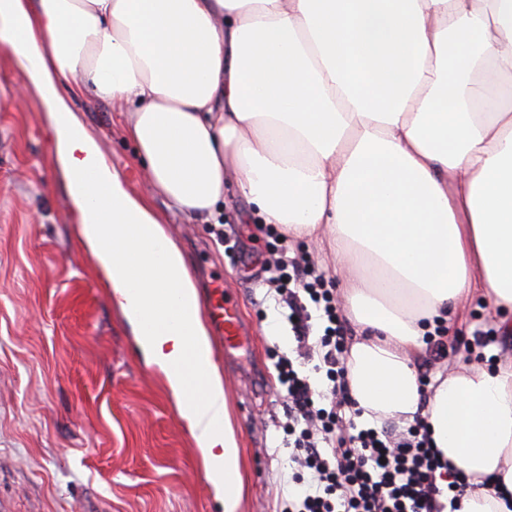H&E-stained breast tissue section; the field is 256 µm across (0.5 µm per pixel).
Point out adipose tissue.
I'll return each mask as SVG.
<instances>
[{
    "mask_svg": "<svg viewBox=\"0 0 512 512\" xmlns=\"http://www.w3.org/2000/svg\"><path fill=\"white\" fill-rule=\"evenodd\" d=\"M37 88L79 242L163 375L224 512L243 448L211 328L153 197L207 218L235 181L290 240L318 239L354 328L347 383L371 422L423 417L461 512H512V360L417 363L460 299L512 334V0H0ZM111 103L138 194L71 106Z\"/></svg>",
    "mask_w": 512,
    "mask_h": 512,
    "instance_id": "obj_1",
    "label": "adipose tissue"
}]
</instances>
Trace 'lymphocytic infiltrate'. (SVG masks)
Wrapping results in <instances>:
<instances>
[{
  "mask_svg": "<svg viewBox=\"0 0 512 512\" xmlns=\"http://www.w3.org/2000/svg\"><path fill=\"white\" fill-rule=\"evenodd\" d=\"M265 271L298 321L300 349L308 356L319 355L330 381L325 396L331 407L326 410L316 407L307 378L291 361L279 367L292 419L301 427L295 461L311 474L298 500L289 502L288 512H459L468 478L456 474L448 485H440L437 472L443 464L422 424L398 437L374 428L353 434L343 424L340 412L352 403L345 388L347 338L332 289L307 264L283 256ZM305 295L321 306L328 321L314 344L308 326L299 321L306 310L301 302Z\"/></svg>",
  "mask_w": 512,
  "mask_h": 512,
  "instance_id": "1",
  "label": "lymphocytic infiltrate"
}]
</instances>
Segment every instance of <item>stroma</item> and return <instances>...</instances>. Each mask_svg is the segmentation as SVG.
<instances>
[{"label":"stroma","instance_id":"stroma-1","mask_svg":"<svg viewBox=\"0 0 512 512\" xmlns=\"http://www.w3.org/2000/svg\"><path fill=\"white\" fill-rule=\"evenodd\" d=\"M74 106L131 188L146 191L118 113L89 95ZM154 204L200 293L223 289L249 327L243 348L214 355L243 442L241 512H286L294 437L278 365L290 359L318 390L328 380L298 356L264 266L285 250L321 274L328 258L315 241L282 240L233 185L215 223ZM76 224L46 109L0 40V512H224L162 374L79 249Z\"/></svg>","mask_w":512,"mask_h":512}]
</instances>
